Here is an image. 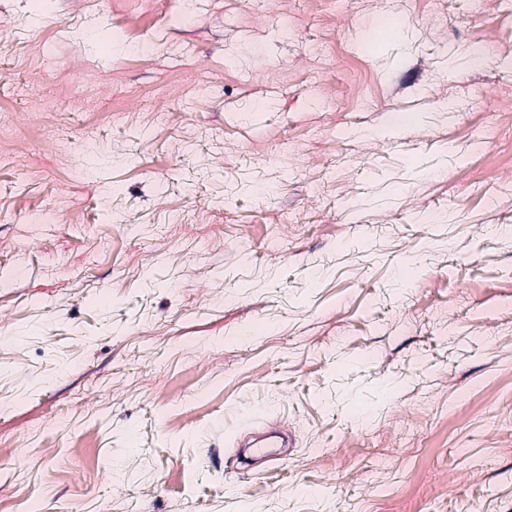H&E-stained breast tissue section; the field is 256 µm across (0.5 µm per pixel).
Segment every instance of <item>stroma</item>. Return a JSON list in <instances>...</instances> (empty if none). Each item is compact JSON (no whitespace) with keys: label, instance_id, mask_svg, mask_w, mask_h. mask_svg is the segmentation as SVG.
I'll use <instances>...</instances> for the list:
<instances>
[{"label":"stroma","instance_id":"stroma-1","mask_svg":"<svg viewBox=\"0 0 512 512\" xmlns=\"http://www.w3.org/2000/svg\"><path fill=\"white\" fill-rule=\"evenodd\" d=\"M138 13L0 0V512H512V0Z\"/></svg>","mask_w":512,"mask_h":512}]
</instances>
